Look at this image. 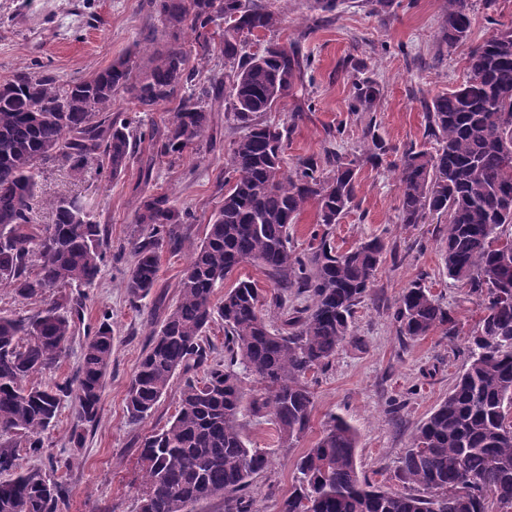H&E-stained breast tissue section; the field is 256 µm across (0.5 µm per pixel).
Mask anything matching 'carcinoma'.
Segmentation results:
<instances>
[{"label":"carcinoma","mask_w":512,"mask_h":512,"mask_svg":"<svg viewBox=\"0 0 512 512\" xmlns=\"http://www.w3.org/2000/svg\"><path fill=\"white\" fill-rule=\"evenodd\" d=\"M168 41L141 69L125 54L87 79L62 83L22 67L0 84V288L37 299L26 316L0 313V512H58L68 491L40 469L23 470V456L40 458L42 434L63 397L79 418L96 419L112 361L113 330L103 320L83 348L75 380L30 386L68 354L73 335L72 288L92 285L110 252L107 231L74 198L40 197L41 175L59 160L83 179L91 169L114 179L138 154L142 119L112 116L122 92L137 112L175 104L171 119L152 128L156 155L180 158L213 131L215 105L230 91L229 109L244 134L226 163L224 199L204 239L192 246L176 284L177 301L151 333L127 387L129 419L150 416L176 371L186 374L175 414L140 444L139 512H194L204 500H224V512H261L247 492L268 465L243 438L242 379L254 377L264 396L251 411H270L279 438L292 443L310 428L313 393L308 375L326 367L352 337L356 307L373 287L384 244L362 242L346 251L331 245L333 227L357 193L354 161L335 155L323 168L313 157L283 170L284 134L261 119L293 94L310 65L298 43H268L257 53L246 40L271 32L281 14L256 0H148ZM442 41L468 37L469 0H447ZM232 24L226 32L222 24ZM194 36L196 55L224 58V72L197 79L181 37ZM470 78L427 106L433 151L402 153L400 223L445 218L442 259L448 278L462 283L481 309L469 339L465 368L448 396L412 437L400 457L403 492H388L361 476L355 429L331 417L321 437L297 459L296 484L278 512H512V33L491 37L470 52ZM380 86H355L350 111H369ZM153 159L142 163L132 264L124 280L131 303L155 287L160 249L182 241L190 212L167 192L150 189ZM313 204L322 234L302 253L290 227ZM41 206L53 223H36ZM254 262L272 276L269 301L248 281L213 297L240 264ZM307 298L281 327L270 329L264 307L284 311L288 291ZM224 324V360L210 359L206 332ZM409 339L440 329L457 333L439 297L419 283L404 289L395 311ZM205 368L201 380L192 376Z\"/></svg>","instance_id":"1"}]
</instances>
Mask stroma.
<instances>
[{
    "instance_id": "35a3bbf8",
    "label": "stroma",
    "mask_w": 512,
    "mask_h": 512,
    "mask_svg": "<svg viewBox=\"0 0 512 512\" xmlns=\"http://www.w3.org/2000/svg\"><path fill=\"white\" fill-rule=\"evenodd\" d=\"M260 2L281 13L283 21L263 39H250L248 52L261 51L270 41L297 40L311 59L297 93L264 115L265 121L287 131V164L308 156L321 160L330 151L357 160L356 199L331 240L341 251L375 237L385 244L374 286L356 308L352 338L309 379L314 407L307 435L295 444H282L269 414L242 420L248 444L266 450L270 459L250 493L266 512H275L293 489L297 459L334 415L357 431L360 470L385 490H402L395 477L401 454L465 366L467 338L480 310L463 302V289L445 273L437 218L413 226L400 223L398 167L405 148L434 149L436 141L426 129V104L466 81L471 50L490 38L497 25H512V0H498L492 11L486 10L484 0H470L469 35L452 47L440 39L445 0H392L391 6L377 10L370 0H341L331 13L318 9L314 0ZM162 28L159 18L149 14L146 0H0V82L17 68L35 64L63 82L85 79L136 45L147 51L159 48ZM147 51L138 56V65L147 64ZM367 78L379 84L380 98L371 111H350L354 83ZM216 121L222 130L216 140L203 141L174 163L157 158L153 170L154 185L192 212L193 222L182 229L192 244L203 240L222 204L224 164L242 134L231 113L218 112ZM376 136L388 151L374 165L367 157ZM139 175L135 162L121 179L93 174L78 181L58 163L41 180L43 196H80L112 244V257L96 282L74 293L82 305V320L68 356L56 372L29 379L45 386L74 378L82 345L103 320H110L115 330L112 363L96 420L81 421L73 403L64 401L45 433L44 458L23 462L66 484V512H137L139 445L174 415L182 387L181 375H174L150 417L139 422L128 418V383L151 331L176 301L175 285L189 258L185 249L162 250L151 295L140 306L130 304L123 282L132 262V189ZM415 281L441 299L457 336L437 331L412 340L400 335L394 318L397 299ZM75 431L83 434V447H73L70 436Z\"/></svg>"
}]
</instances>
